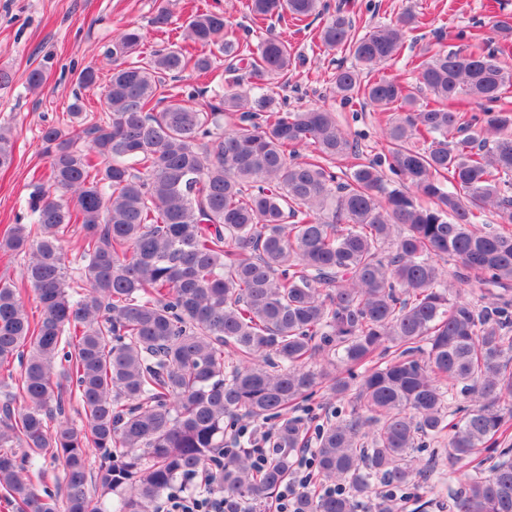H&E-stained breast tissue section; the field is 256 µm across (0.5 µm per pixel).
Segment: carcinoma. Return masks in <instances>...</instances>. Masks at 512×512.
Instances as JSON below:
<instances>
[{
  "label": "carcinoma",
  "instance_id": "cac0c4a2",
  "mask_svg": "<svg viewBox=\"0 0 512 512\" xmlns=\"http://www.w3.org/2000/svg\"><path fill=\"white\" fill-rule=\"evenodd\" d=\"M247 8L257 26L327 5ZM170 20L157 0L166 45L147 58L139 30L113 38L101 111L88 117L77 97L67 123L42 129L48 173L27 223L0 230V254L22 258L20 282L0 276V495L16 512H154L200 475L224 512H254L306 447L308 422L288 411L324 386L349 411L315 426L311 452L343 493L301 491L296 512H356L364 499L388 512L376 484L444 473L455 512H512V15L494 22L497 47L438 50L406 83L381 68L419 15L360 29L336 6L316 46L356 61L331 85L379 112L388 153L371 159L329 110L284 108L271 86L292 66L283 36L248 49L220 9ZM186 71L208 89L169 93ZM228 114L239 124L226 131ZM15 143L0 126V168ZM320 355L333 371L311 366ZM74 403L82 428L62 419ZM273 418L262 473L250 450L224 455V436L245 433L235 423ZM432 442L448 469L413 465ZM480 448L499 449L487 476ZM48 455L62 461L60 501L33 481Z\"/></svg>",
  "mask_w": 512,
  "mask_h": 512
}]
</instances>
